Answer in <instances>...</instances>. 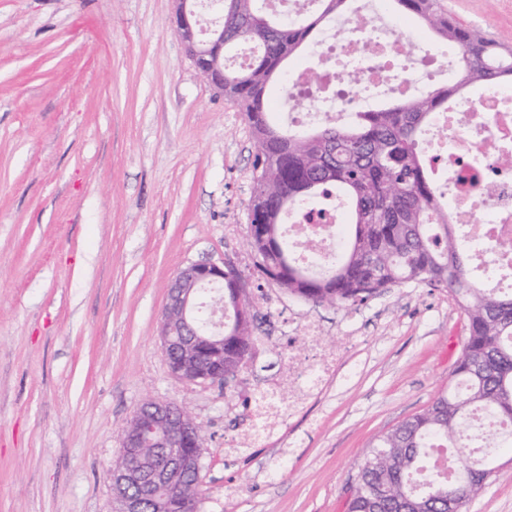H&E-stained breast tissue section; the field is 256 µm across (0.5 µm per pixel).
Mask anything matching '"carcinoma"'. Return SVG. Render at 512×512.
I'll return each instance as SVG.
<instances>
[{
  "label": "carcinoma",
  "instance_id": "1",
  "mask_svg": "<svg viewBox=\"0 0 512 512\" xmlns=\"http://www.w3.org/2000/svg\"><path fill=\"white\" fill-rule=\"evenodd\" d=\"M266 2L224 0L217 34L224 38V97L245 112L258 147L247 225L256 266L281 290L314 304H361L387 288L420 283L454 296L468 322L455 386L364 449L346 512H448L451 503L461 510L500 473L493 434L468 428L469 416L485 411L512 428V291H491L475 278L469 246L448 223L430 177L422 132L468 89L512 83V47L460 24L437 0H388L393 13L420 19L434 44L461 50L455 78L358 112L349 124L278 126L269 120L267 86L356 0H311L315 11L292 21L267 11ZM333 194L349 206L347 239L335 263L316 274L299 263L282 224ZM252 308L247 301L224 329V347L205 354L210 372L233 375L243 356H253ZM175 489L203 492L190 474L178 477Z\"/></svg>",
  "mask_w": 512,
  "mask_h": 512
}]
</instances>
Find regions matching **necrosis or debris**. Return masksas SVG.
<instances>
[{
	"label": "necrosis or debris",
	"instance_id": "4bbe7bcc",
	"mask_svg": "<svg viewBox=\"0 0 512 512\" xmlns=\"http://www.w3.org/2000/svg\"><path fill=\"white\" fill-rule=\"evenodd\" d=\"M314 55L316 65L324 69L326 87L310 90L297 77H289L283 106L295 126L316 119L348 121L387 96L422 93L460 60L456 52L411 51L376 9L323 31ZM348 67L363 71L362 86H341L340 73ZM303 93L308 96L306 107H294L295 98ZM432 129L426 151L447 175L442 198L448 220L464 228L474 248L475 269L485 275L486 288H496L498 272L512 268V86L456 99L447 111L436 113ZM485 181L494 183L493 195L481 192ZM343 214L339 204L320 224L290 218L286 233L297 246L298 257L317 268L334 263L343 247L339 230ZM340 357V349L335 348L310 361L289 360L287 384L319 388L337 370ZM287 384H269L254 394L253 425L241 437V444L274 428L290 412L296 400Z\"/></svg>",
	"mask_w": 512,
	"mask_h": 512
}]
</instances>
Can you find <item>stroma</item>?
<instances>
[{
	"instance_id": "1",
	"label": "stroma",
	"mask_w": 512,
	"mask_h": 512,
	"mask_svg": "<svg viewBox=\"0 0 512 512\" xmlns=\"http://www.w3.org/2000/svg\"><path fill=\"white\" fill-rule=\"evenodd\" d=\"M439 3L512 46V0ZM173 12L0 0V512H113L108 471L148 398L205 430L199 512H345L369 442L455 382L467 320L448 292L407 283L331 306L264 282L246 245L254 137L196 73ZM202 260L254 287V359L223 386L176 379L159 335L173 276ZM343 336L337 378L234 447L252 389ZM496 459L503 475L466 512H512V450Z\"/></svg>"
}]
</instances>
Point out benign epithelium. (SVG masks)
I'll return each instance as SVG.
<instances>
[{"label": "benign epithelium", "instance_id": "obj_1", "mask_svg": "<svg viewBox=\"0 0 512 512\" xmlns=\"http://www.w3.org/2000/svg\"><path fill=\"white\" fill-rule=\"evenodd\" d=\"M173 24L186 48L196 71L206 76L224 57V41L211 39L213 30L201 26L194 0H176ZM234 270L229 262H191L173 277L168 299L162 313L160 338L165 356L177 349V360H167L172 375L180 381L198 384L221 383L222 375H213L208 366L196 356L197 346L224 345L223 336H204L193 325L192 316L199 306L201 291L214 284L230 281L236 288L234 305L240 306L249 295L248 284L241 275L233 278L227 273ZM126 452L135 453L149 445L165 448L164 460L147 468L121 467L112 470L110 481L114 512H145L144 503L129 494L130 486L151 481L159 487L171 483V476L190 470L201 474L202 443L200 426L185 408L171 402L149 400L137 410L123 437Z\"/></svg>", "mask_w": 512, "mask_h": 512}]
</instances>
